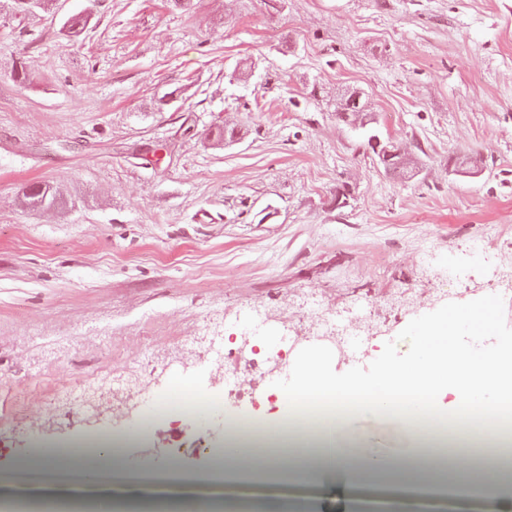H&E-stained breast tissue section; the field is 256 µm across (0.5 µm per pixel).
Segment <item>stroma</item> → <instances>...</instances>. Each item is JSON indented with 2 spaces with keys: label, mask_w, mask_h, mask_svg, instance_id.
<instances>
[{
  "label": "stroma",
  "mask_w": 512,
  "mask_h": 512,
  "mask_svg": "<svg viewBox=\"0 0 512 512\" xmlns=\"http://www.w3.org/2000/svg\"><path fill=\"white\" fill-rule=\"evenodd\" d=\"M352 88L372 132L339 116ZM372 133L415 174L385 169ZM31 185L56 207L25 204ZM509 246L512 0H0V471L90 434L132 439L129 469L206 471L231 423L281 416L300 356L349 375L408 355L420 321L489 297ZM423 250L465 291L432 293ZM311 292L374 305L352 358L314 335ZM207 322L254 348L220 382L182 345ZM132 361L130 400L63 401ZM176 375L218 404L143 426ZM353 426L405 455L399 420Z\"/></svg>",
  "instance_id": "obj_1"
}]
</instances>
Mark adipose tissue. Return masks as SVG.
<instances>
[{"instance_id": "ef3b65f1", "label": "adipose tissue", "mask_w": 512, "mask_h": 512, "mask_svg": "<svg viewBox=\"0 0 512 512\" xmlns=\"http://www.w3.org/2000/svg\"><path fill=\"white\" fill-rule=\"evenodd\" d=\"M475 333L484 338L477 347L468 341ZM497 334L496 307L485 299L427 318L417 328V344L408 357L385 359L368 373L342 377L328 370L322 357L301 360L291 382L277 391L280 403L286 407L298 402L327 405L335 410L299 436L314 459L306 478L315 479L325 467L349 466L354 459L367 469L389 472L390 465L383 458L348 442V426L356 413H391L421 441L447 439L452 433L448 418L440 417L438 425H431L425 410L438 408L441 398L449 394L454 397L453 414L473 410L482 414V422L469 428L466 440L468 452L482 453V444L496 434L494 418L512 406V343L497 341ZM51 457L60 472L78 461L84 462L92 476L121 466L109 448L92 458L83 448L55 450Z\"/></svg>"}]
</instances>
